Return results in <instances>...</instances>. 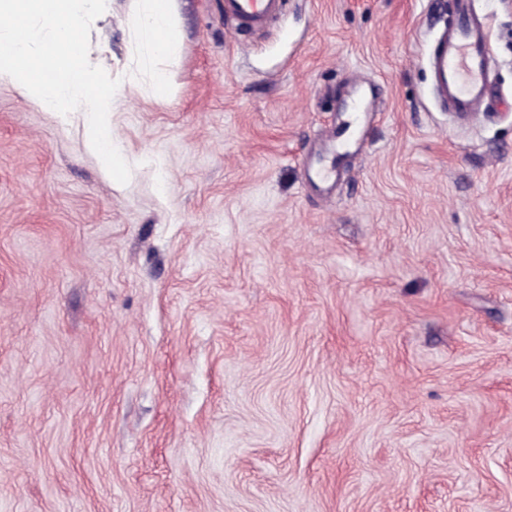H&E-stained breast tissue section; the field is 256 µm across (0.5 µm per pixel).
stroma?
I'll use <instances>...</instances> for the list:
<instances>
[{"label":"stroma","mask_w":512,"mask_h":512,"mask_svg":"<svg viewBox=\"0 0 512 512\" xmlns=\"http://www.w3.org/2000/svg\"><path fill=\"white\" fill-rule=\"evenodd\" d=\"M453 3L250 35L177 0L173 91L114 96L124 185L0 83V512H512V0L474 2L466 122L425 62Z\"/></svg>","instance_id":"obj_1"}]
</instances>
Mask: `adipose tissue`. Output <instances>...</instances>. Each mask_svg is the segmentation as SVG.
<instances>
[{
	"label": "adipose tissue",
	"instance_id": "obj_1",
	"mask_svg": "<svg viewBox=\"0 0 512 512\" xmlns=\"http://www.w3.org/2000/svg\"><path fill=\"white\" fill-rule=\"evenodd\" d=\"M173 0H138L128 22L136 52L142 63L153 65L152 85L157 97H167L169 76L156 68L158 60L172 57L178 49Z\"/></svg>",
	"mask_w": 512,
	"mask_h": 512
}]
</instances>
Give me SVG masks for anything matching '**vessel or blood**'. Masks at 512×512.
I'll use <instances>...</instances> for the list:
<instances>
[{
	"label": "vessel or blood",
	"mask_w": 512,
	"mask_h": 512,
	"mask_svg": "<svg viewBox=\"0 0 512 512\" xmlns=\"http://www.w3.org/2000/svg\"><path fill=\"white\" fill-rule=\"evenodd\" d=\"M287 0H224L233 28L258 31L282 15ZM433 94L442 111L465 121L488 111L493 98L495 56L489 25L472 0H455L453 19L443 26L427 57Z\"/></svg>",
	"instance_id": "vessel-or-blood-1"
}]
</instances>
